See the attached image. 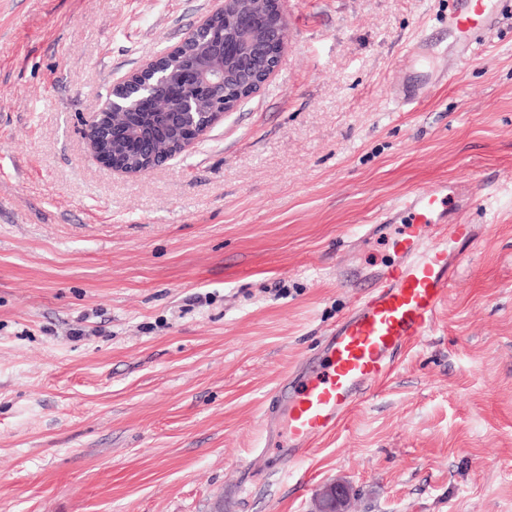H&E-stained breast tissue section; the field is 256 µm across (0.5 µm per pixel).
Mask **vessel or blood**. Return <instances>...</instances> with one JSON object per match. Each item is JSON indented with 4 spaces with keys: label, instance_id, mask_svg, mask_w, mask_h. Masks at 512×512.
<instances>
[{
    "label": "vessel or blood",
    "instance_id": "b4317fda",
    "mask_svg": "<svg viewBox=\"0 0 512 512\" xmlns=\"http://www.w3.org/2000/svg\"><path fill=\"white\" fill-rule=\"evenodd\" d=\"M448 11V45L457 60L469 59L476 40L498 19L499 0H452ZM406 56L417 73L397 84L398 108H415L435 81L450 74L432 67V46L421 38ZM451 187L412 191L383 215L386 224H405L398 266L378 274L372 291L327 336L318 368L288 393V460H302L310 443L331 432L342 414L379 382L393 366L395 353L420 341L435 327L436 315L454 279L459 257L473 234L445 221Z\"/></svg>",
    "mask_w": 512,
    "mask_h": 512
}]
</instances>
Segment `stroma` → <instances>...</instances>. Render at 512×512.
Instances as JSON below:
<instances>
[{"label":"stroma","mask_w":512,"mask_h":512,"mask_svg":"<svg viewBox=\"0 0 512 512\" xmlns=\"http://www.w3.org/2000/svg\"><path fill=\"white\" fill-rule=\"evenodd\" d=\"M220 0H0V512H512V0L452 80L389 99L448 0H281L272 80L137 177L113 81ZM475 240L434 331L285 463L268 395L399 262L371 224L443 184ZM349 501L350 495L345 485L330 484L320 493L316 512H348Z\"/></svg>","instance_id":"1"}]
</instances>
